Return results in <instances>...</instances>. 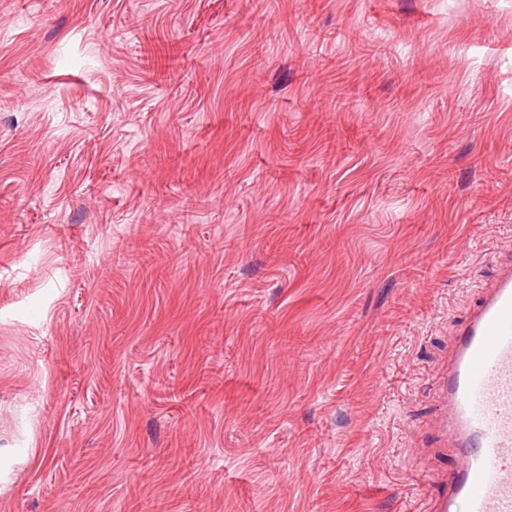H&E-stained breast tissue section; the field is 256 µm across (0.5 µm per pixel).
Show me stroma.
<instances>
[{"label":"stroma","instance_id":"obj_1","mask_svg":"<svg viewBox=\"0 0 512 512\" xmlns=\"http://www.w3.org/2000/svg\"><path fill=\"white\" fill-rule=\"evenodd\" d=\"M512 244V0H0V512H430Z\"/></svg>","mask_w":512,"mask_h":512}]
</instances>
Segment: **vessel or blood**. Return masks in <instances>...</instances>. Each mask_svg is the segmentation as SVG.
Returning a JSON list of instances; mask_svg holds the SVG:
<instances>
[{
    "label": "vessel or blood",
    "mask_w": 512,
    "mask_h": 512,
    "mask_svg": "<svg viewBox=\"0 0 512 512\" xmlns=\"http://www.w3.org/2000/svg\"><path fill=\"white\" fill-rule=\"evenodd\" d=\"M437 396L457 461L433 512H512V259L456 331Z\"/></svg>",
    "instance_id": "b4317fda"
}]
</instances>
